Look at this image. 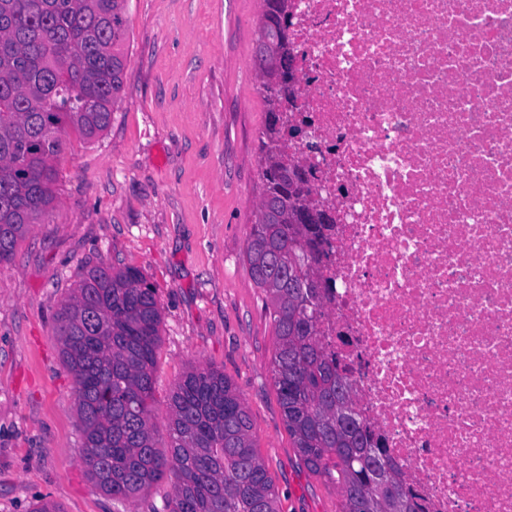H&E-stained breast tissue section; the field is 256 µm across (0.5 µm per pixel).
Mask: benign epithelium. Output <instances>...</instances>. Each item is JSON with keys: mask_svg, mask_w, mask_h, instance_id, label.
Returning a JSON list of instances; mask_svg holds the SVG:
<instances>
[{"mask_svg": "<svg viewBox=\"0 0 512 512\" xmlns=\"http://www.w3.org/2000/svg\"><path fill=\"white\" fill-rule=\"evenodd\" d=\"M259 81L268 82L274 88L276 98L272 105L271 122L275 140L280 144L301 141L306 136V125L288 119L287 104L296 97L300 76L296 59L288 57V48L274 44L264 55L259 69ZM290 196L299 197V203L289 210L288 220L292 224H328L330 217L326 210L316 203V192L312 187V176L300 165L289 167Z\"/></svg>", "mask_w": 512, "mask_h": 512, "instance_id": "7a95c632", "label": "benign epithelium"}]
</instances>
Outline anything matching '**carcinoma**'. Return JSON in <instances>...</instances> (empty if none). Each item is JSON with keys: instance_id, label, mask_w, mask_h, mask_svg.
<instances>
[{"instance_id": "1", "label": "carcinoma", "mask_w": 512, "mask_h": 512, "mask_svg": "<svg viewBox=\"0 0 512 512\" xmlns=\"http://www.w3.org/2000/svg\"><path fill=\"white\" fill-rule=\"evenodd\" d=\"M126 0H0V265L54 201V161L73 130L112 123L128 40ZM280 0L259 25L284 39ZM257 162L263 210L245 248L274 336L273 385L303 464L340 494L338 512H417L382 438L356 410L350 368L321 339V235L288 223V177ZM161 309L135 267L92 266L59 309L53 334L74 378L82 463L107 495L132 499L168 478V512H279L246 405L224 372L193 368L171 395L168 440L151 416Z\"/></svg>"}]
</instances>
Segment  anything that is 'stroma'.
<instances>
[{
	"instance_id": "obj_1",
	"label": "stroma",
	"mask_w": 512,
	"mask_h": 512,
	"mask_svg": "<svg viewBox=\"0 0 512 512\" xmlns=\"http://www.w3.org/2000/svg\"><path fill=\"white\" fill-rule=\"evenodd\" d=\"M128 64L102 137L69 132L55 200L0 265V512H163L170 479L116 501L89 478L74 378L53 336L86 267L133 266L162 312L151 406L168 436L169 396L198 366L244 398L280 512H337L299 460L270 372L262 294L245 260L259 196L266 103L251 67L261 0H127Z\"/></svg>"
}]
</instances>
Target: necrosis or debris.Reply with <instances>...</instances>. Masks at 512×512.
Masks as SVG:
<instances>
[{"label":"necrosis or debris","instance_id":"1","mask_svg":"<svg viewBox=\"0 0 512 512\" xmlns=\"http://www.w3.org/2000/svg\"><path fill=\"white\" fill-rule=\"evenodd\" d=\"M323 340L422 512H512V0H292Z\"/></svg>","mask_w":512,"mask_h":512}]
</instances>
